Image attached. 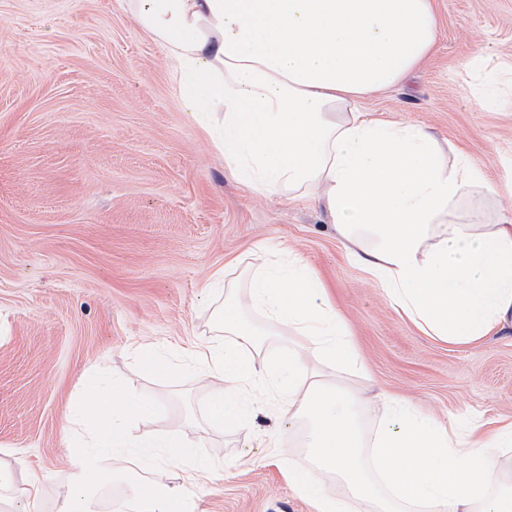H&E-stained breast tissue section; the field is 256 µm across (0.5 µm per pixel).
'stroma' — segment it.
<instances>
[{
  "label": "stroma",
  "mask_w": 512,
  "mask_h": 512,
  "mask_svg": "<svg viewBox=\"0 0 512 512\" xmlns=\"http://www.w3.org/2000/svg\"><path fill=\"white\" fill-rule=\"evenodd\" d=\"M438 40L404 83L361 100L405 120L499 180L512 161V90L477 102L476 54L512 67V0H432ZM293 256L330 290L363 361L359 385L424 416H512V333L454 346L403 318L350 263L306 201L242 186L186 111L166 54L119 0H0V464L38 475V512H57L80 439L70 393L85 381L154 404L133 434L180 438L206 419L194 356L215 343L214 310L253 255ZM167 360L147 372L136 348ZM288 414L258 396L247 429L212 430L176 483L200 512H310L289 486L300 451Z\"/></svg>",
  "instance_id": "1"
}]
</instances>
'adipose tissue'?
Here are the masks:
<instances>
[{
	"label": "adipose tissue",
	"instance_id": "1",
	"mask_svg": "<svg viewBox=\"0 0 512 512\" xmlns=\"http://www.w3.org/2000/svg\"><path fill=\"white\" fill-rule=\"evenodd\" d=\"M165 49L190 114L203 120L225 165L251 191L317 204L334 224L351 263L386 292L425 334L467 346L512 332V215H488L473 193L512 198V176L489 183L467 154L448 158L435 135L406 121H382L363 98L397 85L433 50L431 0H121ZM261 313L265 327L244 308ZM228 335L197 363L217 377L206 426L193 439L131 436L128 423L151 403L120 389L80 387L74 407L90 447L61 498L59 512H95L105 452L130 458L134 473L119 512H198L173 483V468L195 457L207 429H243L252 388L271 376L301 428L313 466L289 468L288 481L315 512H512V421L487 429L474 421L465 438L420 418L390 395V415L367 432L366 391L329 377L331 365H361L318 273L293 261L256 265L245 292L230 290L218 315ZM294 329L316 350L283 344L272 364L257 361L264 339ZM339 483L336 497L324 480ZM40 478L17 490L0 465L5 512H36Z\"/></svg>",
	"mask_w": 512,
	"mask_h": 512
}]
</instances>
